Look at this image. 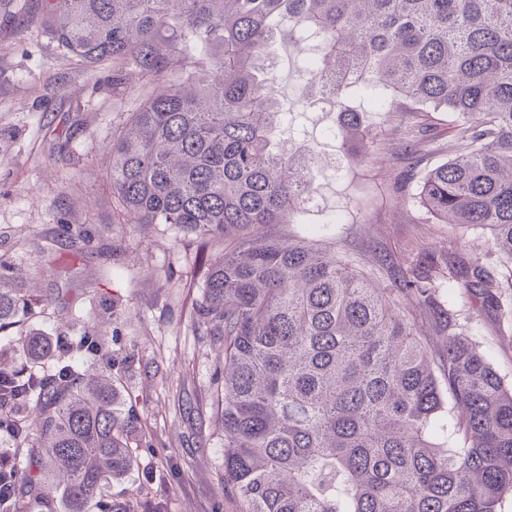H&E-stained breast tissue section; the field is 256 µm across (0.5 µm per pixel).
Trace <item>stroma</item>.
<instances>
[{
  "instance_id": "stroma-1",
  "label": "stroma",
  "mask_w": 512,
  "mask_h": 512,
  "mask_svg": "<svg viewBox=\"0 0 512 512\" xmlns=\"http://www.w3.org/2000/svg\"><path fill=\"white\" fill-rule=\"evenodd\" d=\"M45 0H0V256L20 283L33 266L43 274L38 292L53 308L32 305L0 331V365L12 366L20 337L39 332L77 336L96 326L112 352V380L137 465L106 484L102 503L120 500L143 512L147 487L159 512H239L224 494V440L212 423L211 395L222 359L209 337L187 328L199 297L201 250L169 224H122L115 216L106 146L113 127L133 110L143 89L137 71L114 76L111 64L86 69L63 55L42 28ZM280 102L288 125L277 139L309 143L324 168L317 177L324 206L303 212L286 230L322 234L356 268L395 287L385 254L404 265L410 251L467 252L498 271L512 262L488 254V230L435 224L414 199L425 169L448 159L452 114L435 115L427 154L413 163L395 149L391 130L414 125L412 113L364 107L365 128L376 132L373 160H348L341 137L331 136L339 114L325 102L307 103L305 53L276 42ZM98 229L87 245H71L60 224ZM475 340L488 350L505 383L512 384V345L501 336L512 321L501 311L473 308L462 289L444 292Z\"/></svg>"
}]
</instances>
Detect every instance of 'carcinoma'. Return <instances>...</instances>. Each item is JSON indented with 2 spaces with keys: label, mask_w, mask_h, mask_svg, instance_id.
<instances>
[{
  "label": "carcinoma",
  "mask_w": 512,
  "mask_h": 512,
  "mask_svg": "<svg viewBox=\"0 0 512 512\" xmlns=\"http://www.w3.org/2000/svg\"><path fill=\"white\" fill-rule=\"evenodd\" d=\"M43 26L89 68L134 67L147 80L106 146L120 214L172 224L216 251L190 327L224 353L212 399L224 433V492L239 512H498L512 493V386L440 301L445 284L482 310L505 281L461 252L433 251L376 288L328 238L280 226L315 190L314 148L274 141L282 122L271 44L318 40L306 95L328 99L347 140L349 100L384 112H454L448 161L418 182L438 224L483 226L512 261V0H46ZM431 127L401 131L422 157ZM0 326L35 289L6 288ZM429 316L432 353L405 314ZM0 380L6 419L28 458L13 469L16 512H90L134 469L116 408L112 352L97 328L21 339ZM90 353L100 364L80 369ZM53 357L51 375L29 364Z\"/></svg>",
  "instance_id": "obj_1"
}]
</instances>
